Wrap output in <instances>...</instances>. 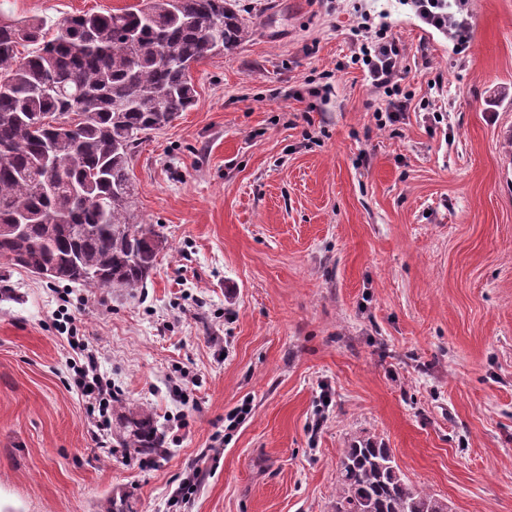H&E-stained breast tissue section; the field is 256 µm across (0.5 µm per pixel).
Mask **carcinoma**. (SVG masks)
Returning <instances> with one entry per match:
<instances>
[{"label":"carcinoma","mask_w":512,"mask_h":512,"mask_svg":"<svg viewBox=\"0 0 512 512\" xmlns=\"http://www.w3.org/2000/svg\"><path fill=\"white\" fill-rule=\"evenodd\" d=\"M252 34L236 0H139L66 16L50 37L40 18L1 20L0 261L52 282L143 287L170 243L139 220L135 149L193 106V64ZM48 147L50 194L35 167ZM21 217L17 235L9 225ZM117 443L164 452L147 409L122 416ZM332 512H448V503L407 481L384 442L359 437L341 451Z\"/></svg>","instance_id":"1"}]
</instances>
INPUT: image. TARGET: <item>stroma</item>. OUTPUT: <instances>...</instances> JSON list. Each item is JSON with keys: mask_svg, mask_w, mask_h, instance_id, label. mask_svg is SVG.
I'll use <instances>...</instances> for the list:
<instances>
[{"mask_svg": "<svg viewBox=\"0 0 512 512\" xmlns=\"http://www.w3.org/2000/svg\"><path fill=\"white\" fill-rule=\"evenodd\" d=\"M132 2L0 0V17ZM236 3L253 36L194 65V106L132 159L170 251L144 287H69L68 317L167 453L97 430L58 284L10 270L0 512H331L339 453L368 436L452 512H512V0H469L462 44L406 0ZM365 21L405 47L392 130L350 61Z\"/></svg>", "mask_w": 512, "mask_h": 512, "instance_id": "obj_1", "label": "stroma"}]
</instances>
